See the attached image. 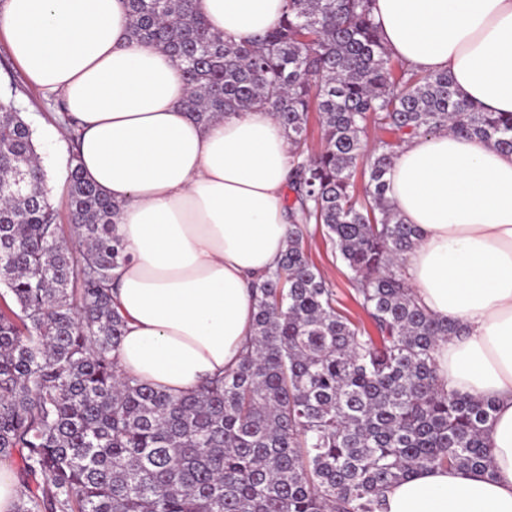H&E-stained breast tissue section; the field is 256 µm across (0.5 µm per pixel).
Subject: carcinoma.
Returning a JSON list of instances; mask_svg holds the SVG:
<instances>
[{
    "mask_svg": "<svg viewBox=\"0 0 512 512\" xmlns=\"http://www.w3.org/2000/svg\"><path fill=\"white\" fill-rule=\"evenodd\" d=\"M370 2L285 0L277 25L237 44L192 0H126L129 39L179 62L194 120L266 106L292 145L293 224L257 286L254 337L236 370L193 394L120 371L121 206L70 162L78 249L67 247L33 131L0 100V285L13 301L0 303V457L17 451L42 476L17 512H380L384 491L419 468L489 467L495 407L438 384L434 349L461 326L415 300L402 256L418 232L389 203L385 175L405 135L446 129L512 152V112L458 99L446 72L396 64ZM370 125L396 142L367 149ZM312 222L353 273L375 333L309 260Z\"/></svg>",
    "mask_w": 512,
    "mask_h": 512,
    "instance_id": "1",
    "label": "carcinoma"
}]
</instances>
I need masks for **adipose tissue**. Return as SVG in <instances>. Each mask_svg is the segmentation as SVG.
Here are the masks:
<instances>
[{"mask_svg":"<svg viewBox=\"0 0 512 512\" xmlns=\"http://www.w3.org/2000/svg\"><path fill=\"white\" fill-rule=\"evenodd\" d=\"M225 39L253 40L284 0H193ZM381 41L458 98L512 112V0H373ZM124 0H0V34L30 86L77 124L85 177L121 206L127 261L113 305L121 371L180 396L237 368L253 336L248 284L288 241V132L257 108L204 125L166 52L129 41ZM387 198L419 235L404 270L418 302L461 324L434 358L446 390L495 404L485 471L415 470L385 512H512V152L441 130L405 136Z\"/></svg>","mask_w":512,"mask_h":512,"instance_id":"ef3b65f1","label":"adipose tissue"}]
</instances>
